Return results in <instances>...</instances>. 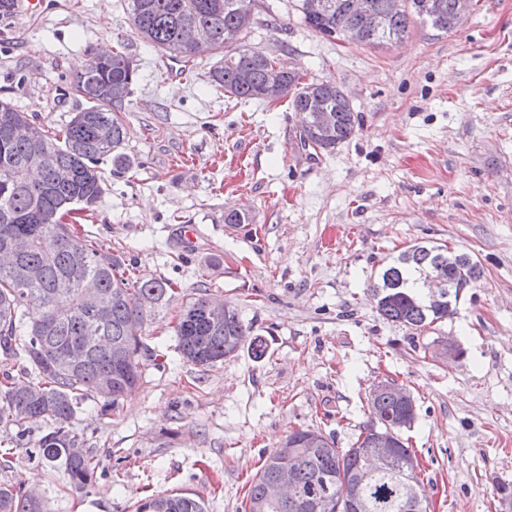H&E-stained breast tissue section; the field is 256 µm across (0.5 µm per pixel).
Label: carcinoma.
<instances>
[{"label": "carcinoma", "mask_w": 512, "mask_h": 512, "mask_svg": "<svg viewBox=\"0 0 512 512\" xmlns=\"http://www.w3.org/2000/svg\"><path fill=\"white\" fill-rule=\"evenodd\" d=\"M133 33L171 59L190 61L201 49L186 44L182 29L189 23L210 28L209 54L216 58L209 80L231 97L258 100L270 79L278 80L282 96L299 115V140H315V113L334 115L330 141L321 145L332 152L355 134L357 117L342 88L332 81H304L296 70L277 71L278 58L251 48L244 40L253 19L241 11L240 0H125ZM319 15L299 4L303 21L324 37H340L348 25L360 31L362 44L384 47L400 44L411 24L419 21L444 33L464 0H366L368 10L382 17L379 28L367 17L354 14L349 0H325ZM238 30L239 42L224 44V29ZM136 67L123 52L100 59L88 52L83 72L71 83L72 94L87 106L61 130L43 132L33 144L11 135V128L27 120L24 112L0 99V248L16 236L30 246L11 265L0 263V425L11 429L0 439V468L13 467L15 453L37 454L49 470L66 471L73 490L83 492L100 468L96 455L83 447L74 420L91 396L102 399L98 414L105 416L137 385L141 361L151 356L141 335L128 330L132 321L144 323L148 311L141 301H161L173 289L163 280L142 282L120 260L95 247L75 232L80 213L94 206L103 191L99 160L123 161L125 128L119 116L132 92ZM73 171L72 182L60 186L55 172ZM441 246L419 243L384 265L372 284L377 310L385 320L421 330L454 315L448 294L432 305L421 302L420 283L442 269L453 295L458 297L481 278L482 270L465 253L454 255ZM73 281L67 294L57 285ZM91 286L112 301L107 318L99 317L83 299ZM211 297H190L181 304L177 349L183 360L210 367L233 359L244 348L238 339L247 335L239 311L230 307L218 319L207 308ZM369 420L351 448L315 429L288 434L254 476L245 512L265 498V487L279 469L291 465L296 487L288 497L265 512H353L351 501H361L359 512H430L429 499L412 450L401 437L411 427L415 410L392 392H369ZM393 435L394 458L382 461L372 448L378 436ZM373 462V479L356 490L350 474ZM0 512H43L39 496L20 485L0 484ZM136 512H207L204 502L183 493L153 494L137 502Z\"/></svg>", "instance_id": "cac0c4a2"}]
</instances>
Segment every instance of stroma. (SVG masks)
I'll use <instances>...</instances> for the list:
<instances>
[{
    "instance_id": "obj_1",
    "label": "stroma",
    "mask_w": 512,
    "mask_h": 512,
    "mask_svg": "<svg viewBox=\"0 0 512 512\" xmlns=\"http://www.w3.org/2000/svg\"><path fill=\"white\" fill-rule=\"evenodd\" d=\"M298 0H256L248 45L308 78L342 86L360 128L330 153L299 142L287 100H240L212 85L210 55L184 80L131 32L124 0H63L45 23L0 18V97L38 126L79 107L67 87L88 50L137 66L122 105L124 162L104 158L103 192L82 233L175 299L143 326L152 355L134 391L76 427L102 461L85 492L19 457L0 483L35 486L46 512H135L144 495L182 492L208 512H244L250 482L297 429L356 441L365 398L395 379L415 401L404 435L432 512H512V0H471L451 33L414 24L402 44L368 47L306 26ZM229 211L247 214L228 224ZM195 225L194 243L180 226ZM417 242L448 245L483 275L455 315L417 332L377 312L371 284ZM237 306L263 358L208 368L182 360L181 299ZM460 357L431 358L433 339Z\"/></svg>"
}]
</instances>
